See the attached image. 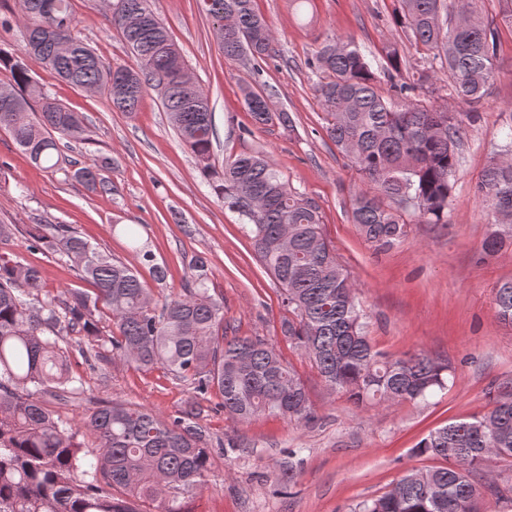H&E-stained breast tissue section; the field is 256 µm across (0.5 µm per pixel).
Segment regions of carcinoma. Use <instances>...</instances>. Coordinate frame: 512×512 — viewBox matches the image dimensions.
Here are the masks:
<instances>
[{
    "label": "carcinoma",
    "mask_w": 512,
    "mask_h": 512,
    "mask_svg": "<svg viewBox=\"0 0 512 512\" xmlns=\"http://www.w3.org/2000/svg\"><path fill=\"white\" fill-rule=\"evenodd\" d=\"M396 24L424 51L429 68L443 75L441 90L467 104L478 103L494 75V29L472 14L454 13V0H398ZM26 29L22 49L0 50V66L13 84L0 86V128L8 130L30 159L49 169L61 156L60 140L82 141L84 116L48 95L32 77L34 57L76 88L105 93L112 108L136 111L148 87L169 86L163 104L183 144L202 162L210 157L214 130L208 95L187 84L185 63L167 29L148 20L147 0H107L111 23L140 61L116 74L72 37L70 0H19ZM227 59L264 58L275 36L254 0H205ZM319 74L317 93L326 114V134L367 182L353 199L352 217L369 242L390 247L407 235L403 213L427 224L448 217L452 180L459 164L461 120L441 106L394 101L381 94L380 76L349 38L326 39L309 62ZM401 72L397 49L386 52L383 76ZM267 96L249 87L244 102L258 124L286 112L261 109ZM104 157L73 177L91 190L112 191L101 171ZM224 203L249 226L254 251L281 287L288 318L281 332L324 383L359 407L424 400L448 387V365L425 353L389 356L366 335L365 314L355 300L348 271L324 236L318 206L291 190L267 157L240 154L224 162ZM477 193L496 217L497 229L483 246L488 256L512 245V129L483 170ZM394 206H387L384 200ZM130 235L139 262L161 284L166 274L155 255ZM29 247L48 248L74 261L92 280V295L67 289L34 306L41 271L0 254V512H187L185 494L209 473L205 431L188 409L172 421L156 411L99 401L70 420L45 400L73 399L79 387L68 374L71 333L97 335L99 304L108 307L118 335L102 339L112 358L150 371L162 367L190 379L204 395L218 389L224 411L240 421L260 414L297 422L312 417L299 374L263 336H224V299L210 293V268L202 255L190 263L179 293L158 301L136 268L98 250L69 224H36ZM498 317L512 324V280L494 293ZM97 440L92 453L79 433ZM488 448L512 458V386L498 390L492 408L436 428L413 449L418 456L448 462L412 470L386 493L358 502L350 512H478V489L469 472L488 461Z\"/></svg>",
    "instance_id": "1"
}]
</instances>
